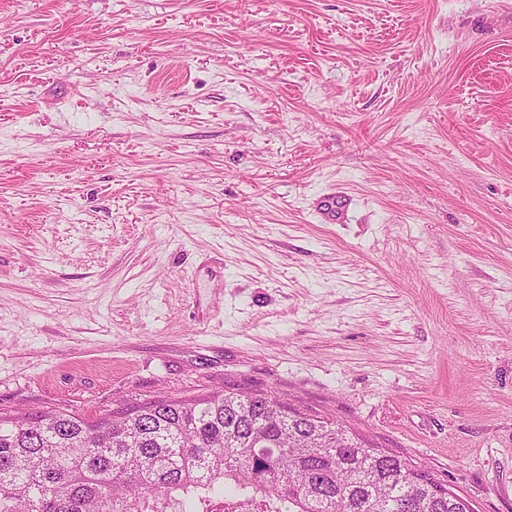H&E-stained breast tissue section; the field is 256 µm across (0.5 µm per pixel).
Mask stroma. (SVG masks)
<instances>
[{"mask_svg": "<svg viewBox=\"0 0 512 512\" xmlns=\"http://www.w3.org/2000/svg\"><path fill=\"white\" fill-rule=\"evenodd\" d=\"M216 389L512 512V0H0V415Z\"/></svg>", "mask_w": 512, "mask_h": 512, "instance_id": "35a3bbf8", "label": "stroma"}]
</instances>
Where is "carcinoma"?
Wrapping results in <instances>:
<instances>
[{
  "mask_svg": "<svg viewBox=\"0 0 512 512\" xmlns=\"http://www.w3.org/2000/svg\"><path fill=\"white\" fill-rule=\"evenodd\" d=\"M427 467L272 394L168 396L99 418L0 416V512H467Z\"/></svg>",
  "mask_w": 512,
  "mask_h": 512,
  "instance_id": "carcinoma-1",
  "label": "carcinoma"
}]
</instances>
